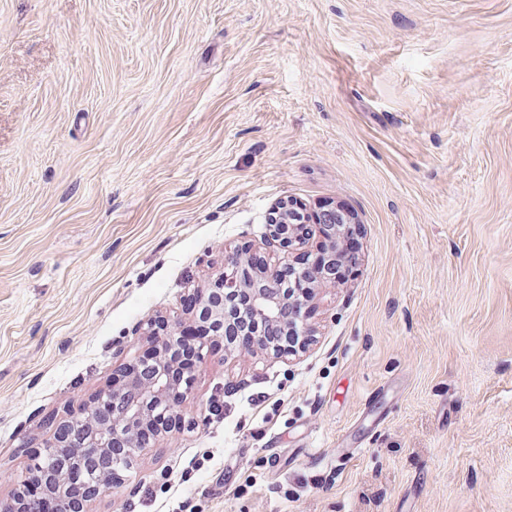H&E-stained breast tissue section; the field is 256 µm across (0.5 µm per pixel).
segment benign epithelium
<instances>
[{"instance_id":"7a95c632","label":"benign epithelium","mask_w":512,"mask_h":512,"mask_svg":"<svg viewBox=\"0 0 512 512\" xmlns=\"http://www.w3.org/2000/svg\"><path fill=\"white\" fill-rule=\"evenodd\" d=\"M313 226L318 229L321 240L307 253L308 268L298 269L296 282L288 285L281 283L276 271L250 266L245 255L237 251L224 252V271L193 288V303L203 308V319L214 335H223L224 324L235 315V298L245 294L249 303L248 309L240 315L241 323L251 325L254 330L267 322L275 323L283 330V336L276 342L264 336L255 337L257 349L275 358L305 352L309 338L303 308L317 291L334 289L341 284L336 278V266L343 259L356 222L353 214L341 206L328 204L309 210L293 199L281 202L269 217L272 239L288 251L306 243ZM180 332L181 325L175 321L167 324L163 333L151 331L155 349L163 352ZM191 385L189 378L185 391L177 396L168 380L165 363H157L144 371L139 360L132 358L126 382L112 385L104 392L112 399V417L81 434V447L94 448L97 453L118 460L112 455L113 440L119 438L129 448L141 447L139 430L142 425L155 413L177 417ZM46 447L55 449L56 462L50 468L37 467L32 477L51 476L54 482L51 489L62 503V512H70L66 488L70 473L81 466V452L76 450L75 444L62 443L55 438L47 442ZM34 502L35 499L28 496V483L22 482L9 503L0 502V512H37Z\"/></svg>"}]
</instances>
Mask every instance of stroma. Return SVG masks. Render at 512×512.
Wrapping results in <instances>:
<instances>
[{"mask_svg":"<svg viewBox=\"0 0 512 512\" xmlns=\"http://www.w3.org/2000/svg\"><path fill=\"white\" fill-rule=\"evenodd\" d=\"M359 226L303 358L213 349L88 512H512V0H0V500L286 199Z\"/></svg>","mask_w":512,"mask_h":512,"instance_id":"stroma-1","label":"stroma"}]
</instances>
